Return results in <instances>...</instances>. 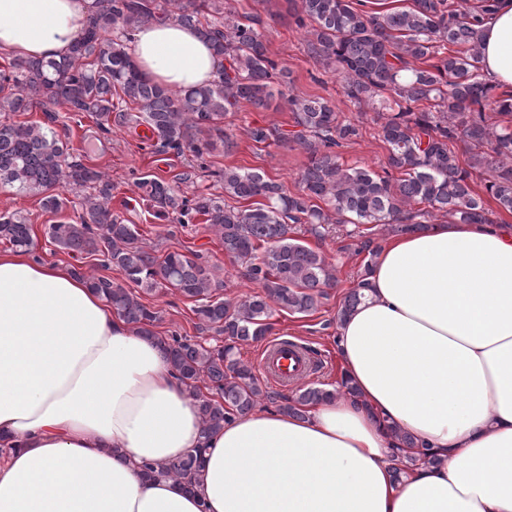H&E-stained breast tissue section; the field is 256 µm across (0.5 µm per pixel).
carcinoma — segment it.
Returning <instances> with one entry per match:
<instances>
[{"label":"carcinoma","mask_w":512,"mask_h":512,"mask_svg":"<svg viewBox=\"0 0 512 512\" xmlns=\"http://www.w3.org/2000/svg\"><path fill=\"white\" fill-rule=\"evenodd\" d=\"M307 35V51L323 69L342 80L347 97L376 114L388 147L380 175L346 166L336 149L360 136L359 125L342 119L328 100L299 93L292 72L268 55L257 15L239 13L224 0H96V11L70 52L60 59L15 57L0 70V184L41 196L44 211L57 214L67 204L63 192L84 191L78 220L55 221L47 235L62 252L98 256L101 267L122 280L71 273L86 280L136 333L153 339L178 379L200 401L204 435L250 413L265 400L302 415L331 396L307 387L298 396L261 384L234 357L235 342L260 340L273 331L271 305L296 314L317 310L325 289L336 283L335 269L322 252L296 237L302 230L322 237L325 224H375L400 234L430 223L442 213L467 224H493L494 211L470 185L472 170L488 175L485 194L498 210L512 213V129L486 124L485 112L512 118V92L494 93L479 65V41L472 15L453 0H413L405 10L366 11L354 0H287ZM174 19L197 31L217 57L218 79L173 91L145 78L126 55L121 38L146 23ZM463 47L445 54L448 45ZM428 105L422 107L420 103ZM95 118L102 130L114 112H139V123L154 133V146L178 157L191 153L196 163L181 173L192 183L216 179L224 197L193 198L155 178H140L138 189L159 218L182 226L197 216L238 265L239 278L262 293L240 302L214 298L223 282L198 254L145 249L136 225L112 214V180L79 160L68 159L57 130L48 122L13 121L16 112L50 106ZM286 109L299 130L289 135L276 126L254 125L247 137L257 144L293 142L308 155L291 193L281 182L236 166L213 170L203 159L234 141L224 133V118L234 108ZM254 197V206L226 203ZM418 204L423 209H414ZM0 240L27 252L33 244L29 219L0 215ZM173 288L197 303L199 328L224 336V345L203 346L186 336H159L152 326L157 311L136 289ZM219 399L207 398L199 382ZM200 457L190 453L160 471L190 480Z\"/></svg>","instance_id":"cac0c4a2"}]
</instances>
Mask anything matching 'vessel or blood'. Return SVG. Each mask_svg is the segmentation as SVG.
I'll return each instance as SVG.
<instances>
[{
    "label": "vessel or blood",
    "instance_id": "b4317fda",
    "mask_svg": "<svg viewBox=\"0 0 512 512\" xmlns=\"http://www.w3.org/2000/svg\"><path fill=\"white\" fill-rule=\"evenodd\" d=\"M259 366L268 382L281 388H288L310 377L314 361L299 343L285 338H275L264 346Z\"/></svg>",
    "mask_w": 512,
    "mask_h": 512
}]
</instances>
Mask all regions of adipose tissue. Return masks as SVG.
Segmentation results:
<instances>
[{"label":"adipose tissue","instance_id":"1","mask_svg":"<svg viewBox=\"0 0 512 512\" xmlns=\"http://www.w3.org/2000/svg\"><path fill=\"white\" fill-rule=\"evenodd\" d=\"M94 3L0 0V51L64 56ZM473 16L484 74L512 86V0ZM124 50L164 87L217 78L210 44L175 21ZM336 343L357 400L206 436L152 340L70 270L0 254V512H512V228L392 237ZM398 430L422 455L400 476ZM198 448L193 483L144 473Z\"/></svg>","mask_w":512,"mask_h":512}]
</instances>
